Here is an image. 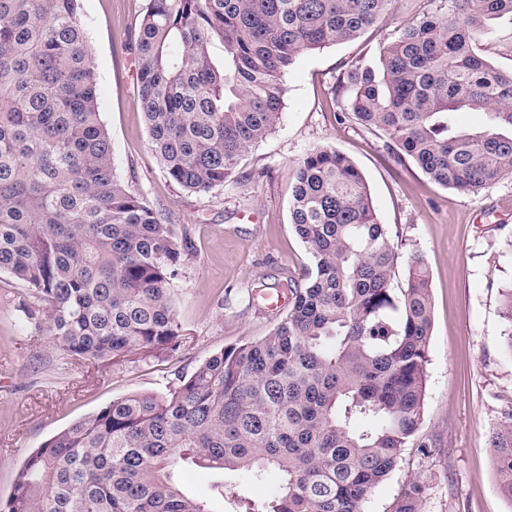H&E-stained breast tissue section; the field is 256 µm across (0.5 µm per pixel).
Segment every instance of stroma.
<instances>
[{"label":"stroma","mask_w":512,"mask_h":512,"mask_svg":"<svg viewBox=\"0 0 512 512\" xmlns=\"http://www.w3.org/2000/svg\"><path fill=\"white\" fill-rule=\"evenodd\" d=\"M147 0H80L96 60L101 120L117 173L163 223L179 246L171 291L182 343L170 356L120 366L66 358L51 338L20 318L29 290L0 274V507L16 472L46 440L112 400L161 392L227 347L267 335L280 312L252 300L255 286L301 278L312 266L290 218L297 163L310 149L330 146L363 174L380 223L398 243L394 283L408 262H427L433 306L420 440L371 494L365 512H390L402 489L425 488L422 512H512L498 490L490 436L512 410V353L500 316L501 292L512 286V176L475 195L431 182L413 162H396L389 140L345 117L335 92L344 65L378 64L399 27L430 11V0H391L385 18L359 38L302 55L284 77L279 124L251 149L237 180L206 195L184 191L153 153L138 104L134 33ZM496 67L512 70V16L487 21L479 40ZM215 470L191 465L178 476L185 491L209 498L214 512H239L269 499L276 473L255 479L225 473L213 497Z\"/></svg>","instance_id":"35a3bbf8"}]
</instances>
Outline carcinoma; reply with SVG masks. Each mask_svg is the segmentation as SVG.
Listing matches in <instances>:
<instances>
[{
	"mask_svg": "<svg viewBox=\"0 0 512 512\" xmlns=\"http://www.w3.org/2000/svg\"><path fill=\"white\" fill-rule=\"evenodd\" d=\"M390 0H148L135 42L139 107L169 179L207 194L278 125L284 76L305 53L358 38ZM380 66H346V118L382 131L397 160L476 194L512 174V71L480 52L512 0H432ZM223 56L212 53L215 42ZM80 0H0V273L30 290L23 321L73 359L169 356L179 251L171 226L124 186L102 123ZM487 114L463 132L460 111ZM292 226L313 267L282 285L266 336L216 353L163 394H134L60 431L17 472L7 512H211L178 474L195 464L280 476L245 512H364L419 430L432 301L422 254L398 253L346 155L299 161ZM501 317L512 351V287ZM512 502V412L491 437ZM408 485L391 512H421Z\"/></svg>",
	"mask_w": 512,
	"mask_h": 512,
	"instance_id": "cac0c4a2",
	"label": "carcinoma"
}]
</instances>
